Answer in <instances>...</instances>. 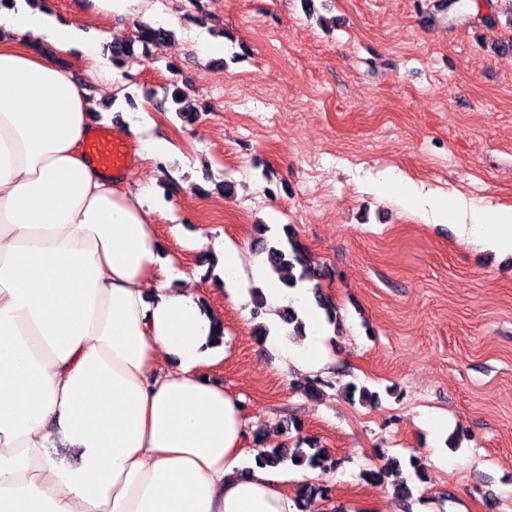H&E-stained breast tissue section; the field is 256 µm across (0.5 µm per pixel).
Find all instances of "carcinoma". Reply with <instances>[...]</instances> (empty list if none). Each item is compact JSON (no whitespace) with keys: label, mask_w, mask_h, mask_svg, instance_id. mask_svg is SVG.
I'll return each mask as SVG.
<instances>
[{"label":"carcinoma","mask_w":512,"mask_h":512,"mask_svg":"<svg viewBox=\"0 0 512 512\" xmlns=\"http://www.w3.org/2000/svg\"><path fill=\"white\" fill-rule=\"evenodd\" d=\"M174 36V31L163 27L154 28L144 24L140 30L131 37H126L120 41H115L110 46V58L112 64L118 68H123L135 59L141 52H146L148 46L156 40L170 39ZM171 102L175 105L177 116L187 123L195 121L198 113L185 108V94L178 86H173L170 90ZM269 226L266 224H257L254 228L253 246L259 254L264 256L268 268L278 275V279L287 288H294L297 284L314 280L319 276V269L314 267L312 260L306 248L298 240L297 234L289 224L284 225V238L272 241L267 238L266 233ZM316 304L321 308L329 323H336V304L335 302L321 294L314 293ZM308 448L301 446L289 448L287 446H276L265 451L257 457L256 463L260 466L277 467L287 460L299 467H312L321 460L324 455V449L312 442H307ZM400 462L391 459L387 465L378 470H367L363 473V479L381 484L386 479L394 476L396 481L393 483L394 494L401 499H408L412 495L411 488L406 482L398 478Z\"/></svg>","instance_id":"cac0c4a2"}]
</instances>
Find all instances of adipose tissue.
Instances as JSON below:
<instances>
[{
	"label": "adipose tissue",
	"instance_id": "ef3b65f1",
	"mask_svg": "<svg viewBox=\"0 0 512 512\" xmlns=\"http://www.w3.org/2000/svg\"><path fill=\"white\" fill-rule=\"evenodd\" d=\"M0 512H298L289 480L244 470L241 402L206 378L222 316L163 263L139 194L80 147L96 120L54 54L95 43L52 0L0 7ZM469 241L512 252V209ZM276 326L279 365L318 368Z\"/></svg>",
	"mask_w": 512,
	"mask_h": 512
}]
</instances>
